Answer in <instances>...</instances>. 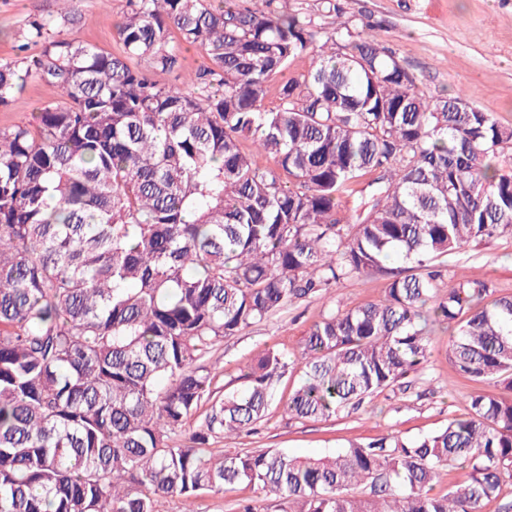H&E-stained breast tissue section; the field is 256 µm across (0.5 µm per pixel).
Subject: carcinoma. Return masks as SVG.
Listing matches in <instances>:
<instances>
[{
    "label": "carcinoma",
    "instance_id": "1",
    "mask_svg": "<svg viewBox=\"0 0 512 512\" xmlns=\"http://www.w3.org/2000/svg\"><path fill=\"white\" fill-rule=\"evenodd\" d=\"M254 2L126 0L121 56L35 21L40 54L0 63V106L31 79L64 96L0 128V512H164L176 497L194 512L239 483L258 496L238 512H484L512 477V396L480 389L414 440L309 458L209 448L264 421L295 370L294 420L395 389L427 367L431 324L451 329L461 375L512 391V297L464 277L443 292L438 264L512 235L498 163L512 127L427 96L375 39ZM182 46L209 61L188 87L125 61L170 73ZM366 175L348 215L343 194ZM371 271L388 276L380 300L337 306L294 359L272 348L217 391L216 344ZM445 466L465 476L434 494Z\"/></svg>",
    "mask_w": 512,
    "mask_h": 512
}]
</instances>
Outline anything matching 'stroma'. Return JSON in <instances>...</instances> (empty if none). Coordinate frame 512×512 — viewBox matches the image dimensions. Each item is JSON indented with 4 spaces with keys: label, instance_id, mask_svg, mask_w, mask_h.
I'll list each match as a JSON object with an SVG mask.
<instances>
[{
    "label": "stroma",
    "instance_id": "35a3bbf8",
    "mask_svg": "<svg viewBox=\"0 0 512 512\" xmlns=\"http://www.w3.org/2000/svg\"><path fill=\"white\" fill-rule=\"evenodd\" d=\"M341 19L352 31L363 22L373 24L378 41L393 49L401 64L429 96L462 94L466 102L493 113L512 126V0H339ZM125 0H76L75 22L66 25L69 38L98 49L122 54L114 23ZM56 14V0H0V62L35 56L28 46V24ZM27 52H20V45ZM59 88L32 81L12 102L0 107V128L27 124L39 107L61 101ZM445 282L457 273L486 282L494 296H512V236L491 239L461 249L446 261ZM387 279L379 272L352 277L331 291L294 303L267 321L225 338L206 361L219 389L239 388V369L260 358L269 348L296 353L308 328L334 309L336 302L355 307L382 298ZM430 364L409 375L408 395L385 391L361 409L341 412L326 421L289 420L283 411L292 380H283L265 422L229 439L218 438L214 450L279 448L298 457L340 450L345 440L370 441L396 432L419 438L445 426L463 413L476 385L449 362V335L431 337Z\"/></svg>",
    "mask_w": 512,
    "mask_h": 512
}]
</instances>
